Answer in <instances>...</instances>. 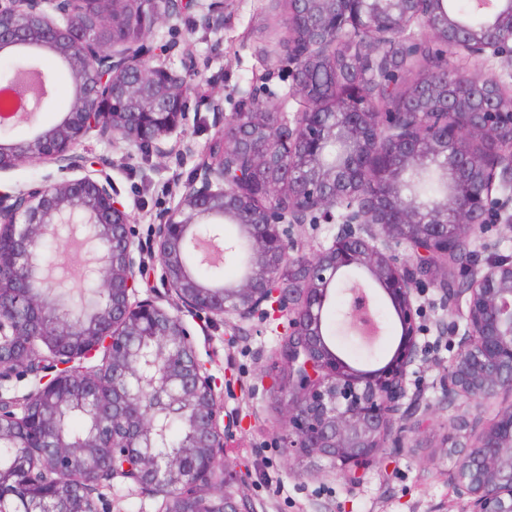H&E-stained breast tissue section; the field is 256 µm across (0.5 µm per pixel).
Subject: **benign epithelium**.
Returning a JSON list of instances; mask_svg holds the SVG:
<instances>
[{"mask_svg": "<svg viewBox=\"0 0 512 512\" xmlns=\"http://www.w3.org/2000/svg\"><path fill=\"white\" fill-rule=\"evenodd\" d=\"M77 0H0V52L8 46L46 45L65 62L72 97L60 122L37 135L0 144V173L48 163L67 174L0 194V288H27V305L65 287L39 275L44 245L87 218L99 258L94 282L109 290L104 322L84 317L83 305L54 316V336H85L64 356L40 333L22 331L17 348L0 347V438L19 424L44 419L36 401L117 362L126 369L107 379L112 402L137 401L133 420L112 413L99 447L112 456V478L82 487L73 512H106L99 489L117 478L164 496L162 512H253L232 489L224 461V426L216 379L195 350L184 319L205 315L239 323L286 319L276 351L273 393L287 416L279 436L294 458L330 467L350 483L401 450L405 430L425 421L408 399L409 368L419 353L422 307L433 288L448 315L465 322L456 353L441 379L448 402L495 403L488 417L458 425L472 439L452 479L466 512H512V253L471 266L466 286L448 288V257H473L483 225L512 223V0L490 5L489 23L465 24L448 0H289L284 27L291 94L304 103L285 112L253 97L222 116L208 157L182 181L179 198L142 239L135 218L104 164L79 152L90 138L134 141L149 155L168 158V139L184 135L193 100L190 73L161 62L149 37L181 13L182 0H105L95 34L69 22ZM355 45L363 70L379 77L374 101L336 95V45ZM473 60L469 77L448 79V55ZM417 58L423 75L399 93L404 62ZM441 185L424 201L416 176ZM423 212L433 223L420 220ZM458 218L448 231L446 218ZM339 225L328 247L300 246L306 224ZM232 224L235 253L247 245L241 278L222 284L197 279L187 265L190 247L222 238ZM160 266L171 308L153 291L139 297ZM350 268L367 273L392 300L402 340L390 363L373 374L349 368L325 342L323 314L330 289ZM347 321L380 335L371 295L356 285ZM147 325L154 345L133 343ZM33 375L22 398L6 384ZM191 412L195 457L186 473L181 457L161 466L142 449L160 433V416Z\"/></svg>", "mask_w": 512, "mask_h": 512, "instance_id": "obj_1", "label": "benign epithelium"}]
</instances>
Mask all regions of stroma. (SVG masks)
I'll return each mask as SVG.
<instances>
[{
  "mask_svg": "<svg viewBox=\"0 0 512 512\" xmlns=\"http://www.w3.org/2000/svg\"><path fill=\"white\" fill-rule=\"evenodd\" d=\"M288 0H196L182 19L157 28L151 39L174 68L189 65L196 72L195 96L186 125L195 154L186 156L191 169L197 152L214 134L213 113L235 111L242 97L257 93L298 109L288 97L291 80L282 64L286 47L283 19ZM192 50H185V42ZM89 156L103 159L121 197L132 211L141 236H148L174 193V165L143 155L138 146L90 139ZM425 331L422 354L409 370L408 389L429 410L426 427L406 433L404 447L384 458L356 485L346 484L324 467H303L290 460L276 438L284 417L270 392L275 352L284 333L282 321L256 320L237 330L231 322L190 318L199 358L221 383L225 414L241 418V426L224 436V456L243 465L240 491L255 512H464L465 500L451 476L464 448H449L447 436L458 419L489 415L491 406L462 402L445 404L439 380L457 350L463 333L449 322L437 291L420 299ZM109 512H161L162 497L114 481L104 492Z\"/></svg>",
  "mask_w": 512,
  "mask_h": 512,
  "instance_id": "stroma-1",
  "label": "stroma"
}]
</instances>
